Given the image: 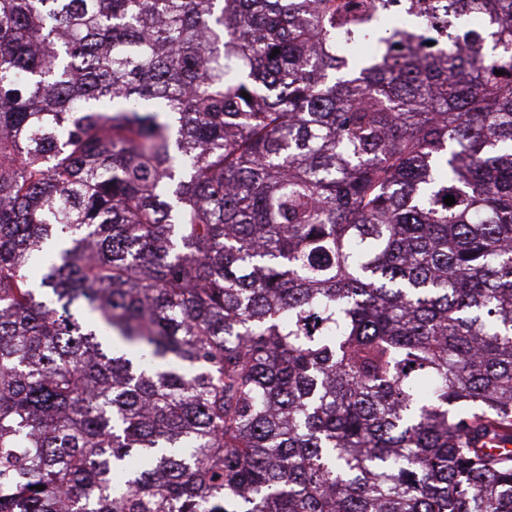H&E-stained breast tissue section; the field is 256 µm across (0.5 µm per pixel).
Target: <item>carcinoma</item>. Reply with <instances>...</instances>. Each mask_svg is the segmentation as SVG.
<instances>
[{
  "label": "carcinoma",
  "mask_w": 512,
  "mask_h": 512,
  "mask_svg": "<svg viewBox=\"0 0 512 512\" xmlns=\"http://www.w3.org/2000/svg\"><path fill=\"white\" fill-rule=\"evenodd\" d=\"M510 445L512 0H0V512H512Z\"/></svg>",
  "instance_id": "cac0c4a2"
}]
</instances>
